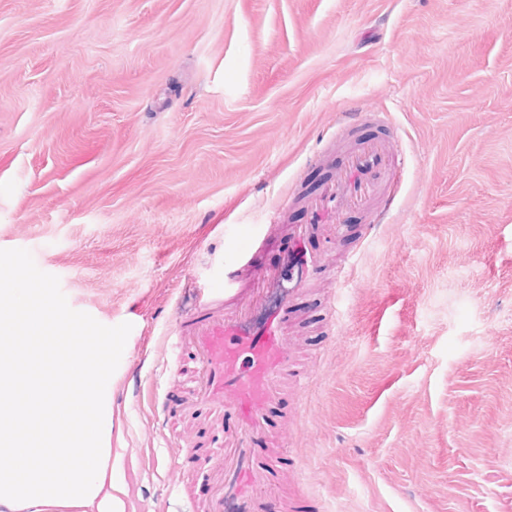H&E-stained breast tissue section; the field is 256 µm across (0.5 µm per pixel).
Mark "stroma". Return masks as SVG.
<instances>
[{"label":"stroma","instance_id":"stroma-1","mask_svg":"<svg viewBox=\"0 0 512 512\" xmlns=\"http://www.w3.org/2000/svg\"><path fill=\"white\" fill-rule=\"evenodd\" d=\"M365 112L399 129L401 192L309 243L280 406L301 472L262 512H512V0H0V271L121 341L126 512L209 495L164 441L172 324L243 225L303 221Z\"/></svg>","mask_w":512,"mask_h":512}]
</instances>
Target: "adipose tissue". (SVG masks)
<instances>
[{"label":"adipose tissue","mask_w":512,"mask_h":512,"mask_svg":"<svg viewBox=\"0 0 512 512\" xmlns=\"http://www.w3.org/2000/svg\"><path fill=\"white\" fill-rule=\"evenodd\" d=\"M22 259L0 278V512H125L123 449L104 446L111 336L86 332L52 290L20 305Z\"/></svg>","instance_id":"obj_1"}]
</instances>
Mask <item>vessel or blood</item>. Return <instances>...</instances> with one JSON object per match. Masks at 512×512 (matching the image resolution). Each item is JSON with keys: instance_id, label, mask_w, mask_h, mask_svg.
<instances>
[{"instance_id": "obj_1", "label": "vessel or blood", "mask_w": 512, "mask_h": 512, "mask_svg": "<svg viewBox=\"0 0 512 512\" xmlns=\"http://www.w3.org/2000/svg\"><path fill=\"white\" fill-rule=\"evenodd\" d=\"M364 121L374 124L372 136H361L353 122L337 128L342 149L321 191L304 199L306 221L285 228L271 220L265 236L287 234L295 248L349 213L361 214L370 227L385 219L401 188L399 143L386 113H365ZM259 246V237L251 233L238 239L235 259L224 273L225 293L233 292L243 277L258 291L284 276L282 262L261 256ZM325 262L321 253L306 257L287 300L260 328L250 326L249 298H241L229 311L222 295L214 293L195 296L176 319L178 347L195 368L182 411L217 442L214 452L194 454L200 464L217 468L205 512H224L230 501L234 512H260L263 494L294 472V459L279 449L283 378L291 367L288 328L295 306Z\"/></svg>"}]
</instances>
